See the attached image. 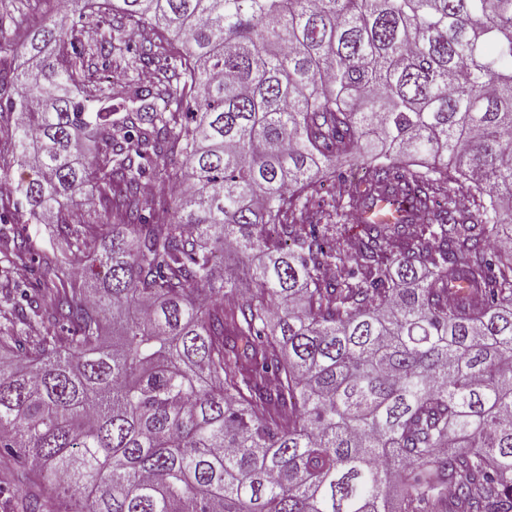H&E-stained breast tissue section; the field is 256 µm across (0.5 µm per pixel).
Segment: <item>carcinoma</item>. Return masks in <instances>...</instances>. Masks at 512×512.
<instances>
[{
    "instance_id": "obj_1",
    "label": "carcinoma",
    "mask_w": 512,
    "mask_h": 512,
    "mask_svg": "<svg viewBox=\"0 0 512 512\" xmlns=\"http://www.w3.org/2000/svg\"><path fill=\"white\" fill-rule=\"evenodd\" d=\"M64 3L0 74L17 203L94 279L48 259L0 310L16 512H512V0ZM88 11L117 18L89 48ZM125 21L154 33L114 106ZM148 174L185 184L169 224ZM382 200L409 207L336 241ZM336 170L343 173L347 182L362 180L367 171V159L362 153L342 157L336 161Z\"/></svg>"
}]
</instances>
